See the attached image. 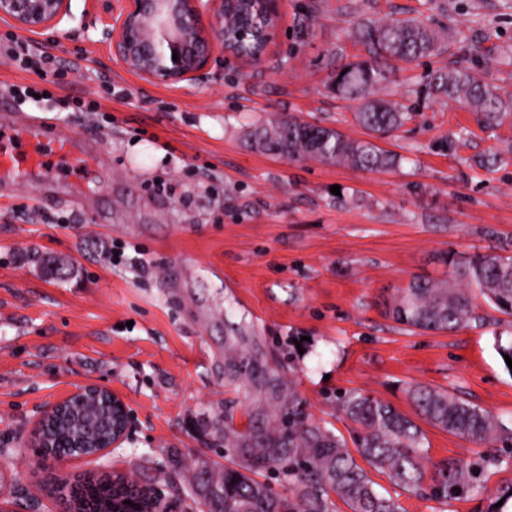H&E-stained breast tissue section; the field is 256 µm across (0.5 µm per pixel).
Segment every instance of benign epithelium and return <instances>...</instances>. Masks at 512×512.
<instances>
[{
  "mask_svg": "<svg viewBox=\"0 0 512 512\" xmlns=\"http://www.w3.org/2000/svg\"><path fill=\"white\" fill-rule=\"evenodd\" d=\"M97 12L105 19L101 42L108 45L112 58L155 84H177L205 78L224 59L251 62L262 58L271 43L277 19L278 0H249V18L228 39L224 29V0H94ZM71 0H0V20L17 31L43 35L71 21ZM178 56H173V53ZM102 400L104 426H112V436L98 447L99 455L119 447L131 424V413L115 392L96 384L76 387L65 398L45 408L37 421L41 426L59 408L88 397ZM32 447L39 449L38 462L60 461L64 456L56 448L71 449L70 456H82L87 448L80 434L52 436L32 433ZM202 480L192 490L201 502V512L212 505L224 508V474L208 465L201 468ZM124 487L139 494L148 512H165L164 500L153 487L129 476Z\"/></svg>",
  "mask_w": 512,
  "mask_h": 512,
  "instance_id": "1",
  "label": "benign epithelium"
}]
</instances>
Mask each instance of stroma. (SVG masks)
Segmentation results:
<instances>
[{"mask_svg":"<svg viewBox=\"0 0 512 512\" xmlns=\"http://www.w3.org/2000/svg\"><path fill=\"white\" fill-rule=\"evenodd\" d=\"M73 21L33 37L57 80L52 100L18 103L34 83L0 54V125L91 141L96 159L78 176L0 182V469L7 498L65 512L55 476L135 473L159 485L171 512H195L188 465L243 463L233 423L255 435L286 429L268 412L292 384L302 416L345 440L353 424L339 391L413 408L409 384L443 389L512 426V374L496 350L499 312L455 332H410L385 303L412 277L445 278L443 252L490 247L512 256V161L479 166L512 149V120L479 128L455 103L428 102L378 139L400 167L359 171L290 160L257 149L249 134L284 115L356 138L357 102L331 88V53L354 61L348 37L362 0H280L277 33L262 61L212 70L200 82L156 85L89 41L99 16L72 0ZM376 17L431 18L459 35L490 23L488 43L512 53V0H375ZM456 139L445 154L441 140ZM145 144L149 153L133 147ZM163 153L154 159L153 150ZM339 186L332 194L331 186ZM344 203H337V195ZM74 267L45 278L40 260ZM234 349L235 372L224 355ZM103 384L131 408L119 448L37 464L30 434L42 411L74 387ZM424 464L488 458L481 494L448 500L409 493L373 473L401 512H488L512 483V448L476 444L431 425Z\"/></svg>","mask_w":512,"mask_h":512,"instance_id":"35a3bbf8","label":"stroma"}]
</instances>
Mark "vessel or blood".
<instances>
[{
  "instance_id": "b4317fda",
  "label": "vessel or blood",
  "mask_w": 512,
  "mask_h": 512,
  "mask_svg": "<svg viewBox=\"0 0 512 512\" xmlns=\"http://www.w3.org/2000/svg\"><path fill=\"white\" fill-rule=\"evenodd\" d=\"M94 157L84 143L17 127H0V175L22 178L37 172L46 180L64 170H82Z\"/></svg>"
}]
</instances>
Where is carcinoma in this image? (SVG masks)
I'll return each instance as SVG.
<instances>
[{
	"mask_svg": "<svg viewBox=\"0 0 512 512\" xmlns=\"http://www.w3.org/2000/svg\"><path fill=\"white\" fill-rule=\"evenodd\" d=\"M423 21L407 17L375 19L361 16L350 28L351 39L362 47L360 59L338 65L331 74L336 95L362 101L355 120L367 131L385 136L404 127L416 114L419 102L451 101L470 108L479 125L492 128L512 117V96L484 79L471 65L472 56L482 53L481 68L489 71L512 60L493 47L482 50L481 40H454ZM456 47V60L426 74L406 99L397 102L382 97L396 65L438 58ZM257 147L289 159L311 158L322 163L348 166L362 171L396 167L401 158L374 142L354 139L337 129L317 126L292 116L252 131ZM451 277L446 280L413 278L386 302V313L413 332H448L484 320L477 313L478 300L512 317V257L488 248L460 257L442 256ZM293 420L288 435L274 428L252 438L246 445L247 465L224 467V504L234 512H332L339 499L348 512H400L397 502L379 494L369 476L373 469L397 487L415 492L425 482V441L418 421L476 443H512V428L490 411L444 390L415 385L409 399L417 419L393 405L358 392L340 398L339 409L356 426L357 451L367 467L350 453L343 438L331 434L294 410L296 393L281 391ZM294 460L300 469L292 496L278 498L249 475L257 466ZM482 464L450 459L435 466L431 477L436 494L454 500L482 489ZM68 512H107L112 502L125 498L122 481L100 474L71 484L57 485Z\"/></svg>",
	"mask_w": 512,
	"mask_h": 512,
	"instance_id": "1",
	"label": "carcinoma"
}]
</instances>
